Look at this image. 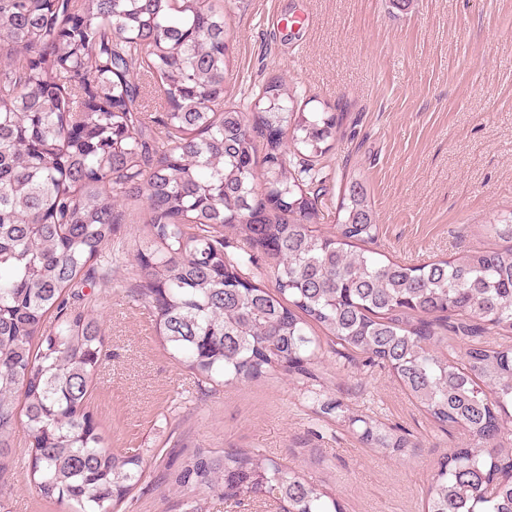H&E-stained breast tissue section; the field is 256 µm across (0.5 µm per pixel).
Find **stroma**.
<instances>
[{
	"mask_svg": "<svg viewBox=\"0 0 512 512\" xmlns=\"http://www.w3.org/2000/svg\"><path fill=\"white\" fill-rule=\"evenodd\" d=\"M231 30L226 107L256 119L254 99L286 78L310 112L338 126L315 185L335 213L359 175L379 224L374 251L410 264L491 246L484 226L512 210V0H211ZM90 270V303L103 321L105 357L90 405L106 447L137 450L146 475L119 512H182L172 476L192 454L257 451L335 492L341 512H427V489L462 430H444L391 373L351 349L323 347L309 375L271 372L211 388L176 365L147 304L130 290L147 239L142 201ZM354 414L400 427L417 442L393 459L355 429L305 400L308 385ZM16 464L0 481V512H65L30 486L31 446L15 436Z\"/></svg>",
	"mask_w": 512,
	"mask_h": 512,
	"instance_id": "obj_1",
	"label": "stroma"
}]
</instances>
